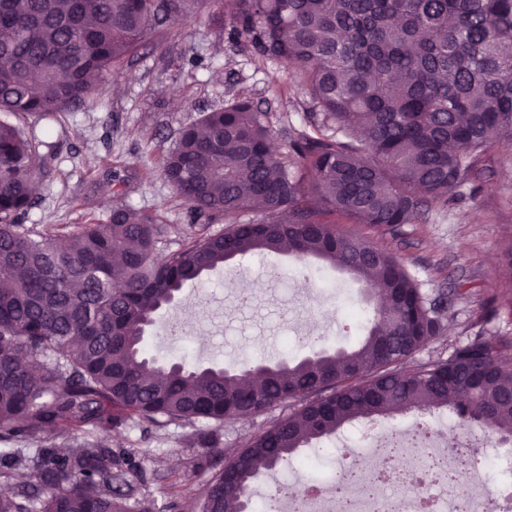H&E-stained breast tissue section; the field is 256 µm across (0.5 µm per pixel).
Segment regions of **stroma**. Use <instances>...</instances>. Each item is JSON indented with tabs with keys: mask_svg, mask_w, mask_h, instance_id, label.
I'll list each match as a JSON object with an SVG mask.
<instances>
[{
	"mask_svg": "<svg viewBox=\"0 0 512 512\" xmlns=\"http://www.w3.org/2000/svg\"><path fill=\"white\" fill-rule=\"evenodd\" d=\"M241 94L276 116L281 144L289 131L304 128L312 109L283 63L239 50L209 14L170 22L157 45L101 81L89 104L54 118L27 117L25 129L43 157V171L24 224L62 227L91 217L104 222L118 203L160 213L168 224L188 223V207L159 173V160L181 127ZM487 165L490 175H479L447 208L429 207L414 223L337 226L341 234L365 237L395 253L428 295L468 285L451 328L417 351L415 361L447 356L476 334L493 343L512 338V318L482 321L488 298L503 286L499 253L512 242V144L493 141ZM372 311L364 285L347 272L257 252L205 274L177 304L163 308L148 330L147 350L161 362L200 367L272 365L323 348H353L365 326L361 314ZM286 413L278 406L225 422L217 451L192 444L193 432L206 428L202 422L128 425L112 438L113 448L124 449L142 467L128 512H189L212 475ZM430 418L429 411L410 409L357 421L344 428L345 443L354 450L362 430L407 432ZM437 427L444 443L472 441L487 459V467L458 486L465 497L486 502L512 467V447L495 443L480 425L447 410Z\"/></svg>",
	"mask_w": 512,
	"mask_h": 512,
	"instance_id": "1",
	"label": "stroma"
}]
</instances>
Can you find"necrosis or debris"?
I'll return each mask as SVG.
<instances>
[{"label":"necrosis or debris","mask_w":512,"mask_h":512,"mask_svg":"<svg viewBox=\"0 0 512 512\" xmlns=\"http://www.w3.org/2000/svg\"><path fill=\"white\" fill-rule=\"evenodd\" d=\"M382 439L366 434L363 448L339 464L335 480L289 498L288 512H479L482 506L456 495L447 475L429 463L438 457L459 477L469 476V445L447 448L434 429L420 444L401 438L399 453L387 458Z\"/></svg>","instance_id":"obj_1"}]
</instances>
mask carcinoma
Wrapping results in <instances>:
<instances>
[{"label": "carcinoma", "instance_id": "cac0c4a2", "mask_svg": "<svg viewBox=\"0 0 512 512\" xmlns=\"http://www.w3.org/2000/svg\"><path fill=\"white\" fill-rule=\"evenodd\" d=\"M227 2L235 45L282 61L307 91L306 127L278 153L270 114L241 97L181 128L161 158L191 223L118 206L105 223L37 231L21 218L42 157L21 122L90 102L171 19L213 2L0 0V441L37 445L0 458V482L21 460L29 469L0 512H127L129 463L101 436L133 422L201 421L214 429L195 443L218 448L225 421L297 401L196 494L199 512H240L262 472L359 418L445 408L512 438V340L473 336L407 368L469 290L429 298L392 251L336 232L342 219L397 226L448 207L484 171L490 133L512 141V0ZM255 209L264 221H241ZM173 233L179 247L162 252ZM254 252L318 259L375 289L359 344L258 372L148 356L157 311ZM500 268L491 318L512 315V242ZM47 431L73 445L57 451Z\"/></svg>", "mask_w": 512, "mask_h": 512}]
</instances>
